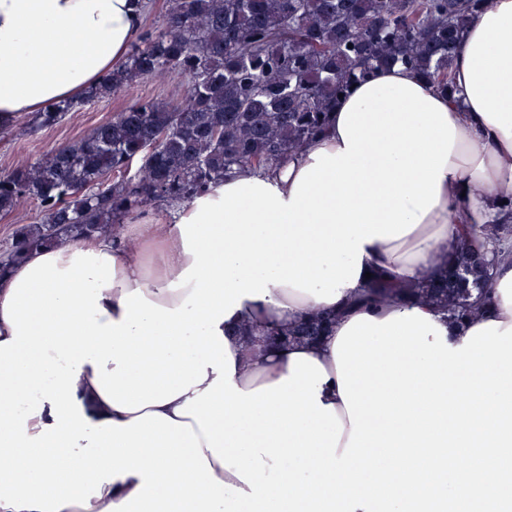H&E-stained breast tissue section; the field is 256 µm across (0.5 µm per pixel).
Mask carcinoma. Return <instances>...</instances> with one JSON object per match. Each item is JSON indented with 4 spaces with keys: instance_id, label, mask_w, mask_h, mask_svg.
<instances>
[{
    "instance_id": "1",
    "label": "carcinoma",
    "mask_w": 512,
    "mask_h": 512,
    "mask_svg": "<svg viewBox=\"0 0 512 512\" xmlns=\"http://www.w3.org/2000/svg\"><path fill=\"white\" fill-rule=\"evenodd\" d=\"M486 0H166L159 29L142 34L125 62L89 89L101 102L147 79L178 75L177 105L140 99L34 163L0 175V213L25 201L39 219L20 226L0 276L24 252L92 233L116 235L119 216L182 205L247 167L281 165L324 133L350 86L400 65L450 93L452 60L469 16ZM76 108L58 102L29 120L53 127ZM460 242L436 279L407 285L378 274L363 298L428 301L463 319L473 292L492 285L491 263L473 267ZM314 313L263 335L286 343L324 335Z\"/></svg>"
}]
</instances>
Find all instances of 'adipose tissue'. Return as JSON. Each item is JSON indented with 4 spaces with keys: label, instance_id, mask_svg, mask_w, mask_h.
I'll return each instance as SVG.
<instances>
[{
    "label": "adipose tissue",
    "instance_id": "1",
    "mask_svg": "<svg viewBox=\"0 0 512 512\" xmlns=\"http://www.w3.org/2000/svg\"><path fill=\"white\" fill-rule=\"evenodd\" d=\"M143 0H0V121L44 111L63 99L80 98L126 59L140 31ZM454 96L415 73L392 66L381 77L406 79L446 109L456 132L453 150L440 180V198L414 231L399 239H377L363 245L364 274L355 286L345 287L335 303L315 301L309 294L287 285L271 286L268 299H242L239 309L219 328L233 355L234 383L244 391L280 381L288 376L292 354L300 353L321 363L328 379L320 391L323 404L334 406L340 420L348 413L339 395L334 342L354 317L367 314L382 320L393 314L421 310L446 330L451 346L461 345L473 328L492 321L512 325V239L504 240L501 259L493 269L486 304L471 317L457 320L435 305H411L391 298L373 305L361 302L367 272L388 270L406 283L438 277L442 261L459 242L486 252L489 241L484 226L512 224V0H492L471 15L451 66ZM337 126L304 146L275 172L244 178H263L290 199L295 180L311 164L312 153L343 149ZM197 210L196 202L169 211L153 209L128 214L119 236H88L72 243L29 253L0 277V303L28 264L38 255H52L58 268L69 266L78 251L113 257L115 279L99 301L107 320L120 321L123 294L141 290L145 297L166 308L180 306L188 288L170 290L171 281L193 261L186 254L178 224ZM332 311L336 319L319 342L291 341L279 347L245 344L236 336L243 323L286 327L313 311ZM95 369L84 364L76 396L89 421H131L130 413L107 402L94 383Z\"/></svg>",
    "mask_w": 512,
    "mask_h": 512
}]
</instances>
